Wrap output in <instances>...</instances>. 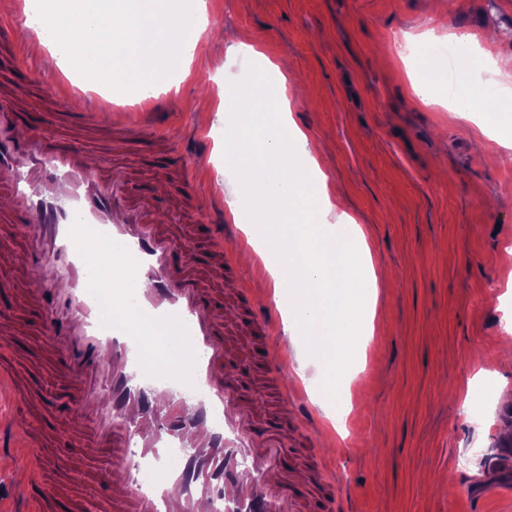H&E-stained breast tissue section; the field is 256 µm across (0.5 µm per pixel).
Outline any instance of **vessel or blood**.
Listing matches in <instances>:
<instances>
[{
    "label": "vessel or blood",
    "instance_id": "1",
    "mask_svg": "<svg viewBox=\"0 0 512 512\" xmlns=\"http://www.w3.org/2000/svg\"><path fill=\"white\" fill-rule=\"evenodd\" d=\"M22 125L28 136L19 140L14 132ZM152 137L141 125L127 140L175 180L180 197H196L201 187L187 158L176 148L150 152ZM0 175L11 195L1 221L21 224L29 212L40 214L25 264L45 285L41 334L68 376L60 396L69 422L55 431L57 454L33 455L16 480L33 512H82V501L58 495L43 472L71 475L75 449L87 447L114 452L81 474L98 491L101 512H196L201 501L210 512H346L335 473L318 469L309 482L294 477L293 455L280 442L286 423L259 414L250 398L248 358L257 353L269 372L285 370L280 351L265 341L270 312L252 290L239 295L243 328L260 341L235 351L227 344L224 294L205 286L233 270L223 246L236 233L222 203L205 227L215 242L212 254L188 253L156 224L160 202L151 185L92 174L84 153L8 102H0ZM112 242L134 259L129 267L116 261L114 271L148 286L130 301L122 286L109 285L114 316L107 322L103 298L88 290L86 277L97 247ZM59 275L67 291L52 288ZM146 323L185 337L196 353L189 377L202 395H184L180 372L165 383L152 377L143 362ZM94 405L99 414L85 418ZM316 484L322 493L313 492Z\"/></svg>",
    "mask_w": 512,
    "mask_h": 512
}]
</instances>
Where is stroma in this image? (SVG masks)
Instances as JSON below:
<instances>
[{
  "label": "stroma",
  "mask_w": 512,
  "mask_h": 512,
  "mask_svg": "<svg viewBox=\"0 0 512 512\" xmlns=\"http://www.w3.org/2000/svg\"><path fill=\"white\" fill-rule=\"evenodd\" d=\"M210 30L200 38L189 73L168 75L141 103L121 110L136 124L142 109L164 103L160 147L193 153L203 144L199 177L204 195L232 202L224 171V85L241 83L255 70L254 57L231 52L247 37L284 77H297L293 117L322 145L339 211L365 228L373 254L386 269L378 283L382 313L366 348V364L345 382V404L325 390L326 374L314 359L275 379L255 365L252 394L264 412L283 411L279 392H295L288 412L286 447L300 461L318 452L338 465L352 512H512V465L502 452L512 446V419L502 404L488 402L478 418L462 415L477 374L512 391V360L498 342V295L512 281V150L483 140L477 122L423 105L409 74L425 47L447 44L449 33L484 38L512 29V0H204ZM26 70L21 106L42 113L46 125L99 165L129 184L150 183L172 196L175 183L134 158L112 165L115 130L107 122L88 133L58 121L52 89L63 83L70 103L95 97L82 79L68 75L59 56L34 55L26 44L0 45V80ZM209 215L199 202L157 211L192 250L208 251L201 226ZM33 224H1L0 246L13 260L0 262V278L16 289L14 314L26 325L18 340L32 358L0 345V366L31 370L40 399L17 403L0 388V424L11 426L0 449V512H19L11 491L29 438L43 455L55 451L45 409L64 375L45 351L31 308L40 295L14 257L33 238ZM322 418L319 432L305 429L302 407ZM346 414L344 432L337 414Z\"/></svg>",
  "instance_id": "35a3bbf8"
}]
</instances>
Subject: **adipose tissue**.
<instances>
[{
	"label": "adipose tissue",
	"instance_id": "1",
	"mask_svg": "<svg viewBox=\"0 0 512 512\" xmlns=\"http://www.w3.org/2000/svg\"><path fill=\"white\" fill-rule=\"evenodd\" d=\"M269 101L278 118L263 124L259 107ZM292 101L283 83L247 99L225 88L235 140L224 147V164L238 174L231 212L282 290L291 336L324 366L326 387L338 396L353 354L373 334L379 269L363 227L336 214L321 148L295 123ZM152 343L155 366L190 368L184 337L161 329Z\"/></svg>",
	"mask_w": 512,
	"mask_h": 512
}]
</instances>
